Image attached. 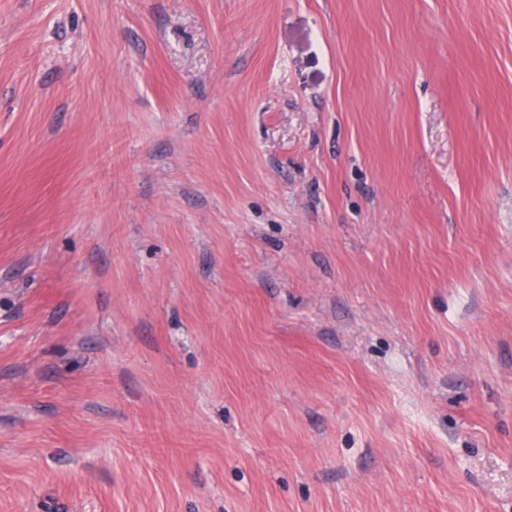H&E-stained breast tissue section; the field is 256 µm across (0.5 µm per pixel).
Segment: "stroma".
Masks as SVG:
<instances>
[{
    "mask_svg": "<svg viewBox=\"0 0 512 512\" xmlns=\"http://www.w3.org/2000/svg\"><path fill=\"white\" fill-rule=\"evenodd\" d=\"M0 512H512V0H0Z\"/></svg>",
    "mask_w": 512,
    "mask_h": 512,
    "instance_id": "1",
    "label": "stroma"
}]
</instances>
